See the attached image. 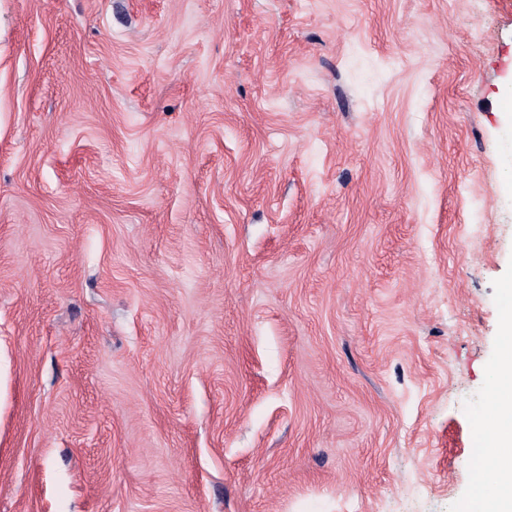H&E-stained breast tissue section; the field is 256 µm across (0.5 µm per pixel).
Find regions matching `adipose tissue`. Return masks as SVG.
<instances>
[{
    "label": "adipose tissue",
    "instance_id": "obj_1",
    "mask_svg": "<svg viewBox=\"0 0 512 512\" xmlns=\"http://www.w3.org/2000/svg\"><path fill=\"white\" fill-rule=\"evenodd\" d=\"M503 356L496 421L478 420L472 445L473 487L461 512H512V309L503 311Z\"/></svg>",
    "mask_w": 512,
    "mask_h": 512
}]
</instances>
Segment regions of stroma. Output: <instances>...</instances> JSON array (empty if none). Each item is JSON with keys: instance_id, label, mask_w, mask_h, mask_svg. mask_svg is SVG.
<instances>
[{"instance_id": "35a3bbf8", "label": "stroma", "mask_w": 512, "mask_h": 512, "mask_svg": "<svg viewBox=\"0 0 512 512\" xmlns=\"http://www.w3.org/2000/svg\"><path fill=\"white\" fill-rule=\"evenodd\" d=\"M511 99L512 0H0V512H461Z\"/></svg>"}]
</instances>
